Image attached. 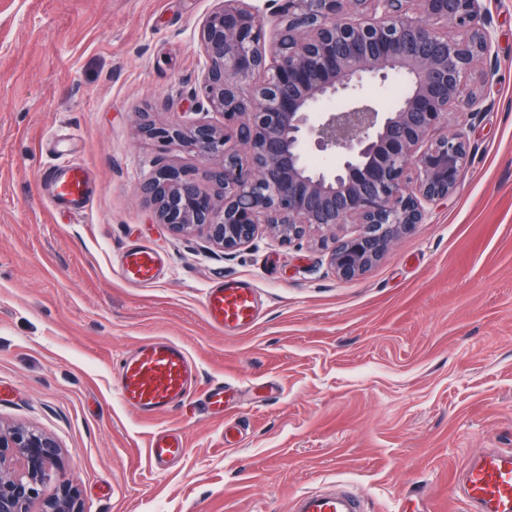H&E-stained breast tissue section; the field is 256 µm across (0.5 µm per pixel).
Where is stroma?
Here are the masks:
<instances>
[{"label": "stroma", "instance_id": "35a3bbf8", "mask_svg": "<svg viewBox=\"0 0 512 512\" xmlns=\"http://www.w3.org/2000/svg\"><path fill=\"white\" fill-rule=\"evenodd\" d=\"M214 0H0V418L52 433L84 512H290L337 481L368 512H395L430 481L438 512L472 456L512 448V0H485L493 41L469 161L448 201L364 275L343 280L308 240L262 233L227 253L173 236L142 199L159 164L204 177L178 145L143 138L201 108L202 22ZM85 165L76 217L40 189L57 151ZM166 267L150 287L118 273L123 247ZM255 288L245 332L204 311L217 279ZM164 336L227 385L223 414L177 406L154 418L120 400L113 356ZM236 427L234 445L224 430ZM183 433L163 470L152 433Z\"/></svg>", "mask_w": 512, "mask_h": 512}]
</instances>
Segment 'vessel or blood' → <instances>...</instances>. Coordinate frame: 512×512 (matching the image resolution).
Masks as SVG:
<instances>
[{
  "instance_id": "vessel-or-blood-1",
  "label": "vessel or blood",
  "mask_w": 512,
  "mask_h": 512,
  "mask_svg": "<svg viewBox=\"0 0 512 512\" xmlns=\"http://www.w3.org/2000/svg\"><path fill=\"white\" fill-rule=\"evenodd\" d=\"M46 183L50 204L66 205L80 212L88 207L87 178L82 168L66 155L53 159ZM163 267V257L153 249L130 246L121 255L119 274L130 286L148 287L156 283ZM204 310L212 324L243 332L258 318L257 294L244 283L219 281L209 287ZM114 370L121 400L144 416H157L194 396L207 413L216 415L224 411L223 380L211 381L203 395H196L193 385L198 367L184 347L171 339L160 337L140 342L116 359ZM186 452L185 439L178 431L163 430L150 438L149 454L156 466L180 459ZM448 497L464 502V512H512V450L491 448L470 458L457 472ZM292 512L365 510L360 496L338 485L298 494ZM396 512H435L430 486L424 483L402 493Z\"/></svg>"
}]
</instances>
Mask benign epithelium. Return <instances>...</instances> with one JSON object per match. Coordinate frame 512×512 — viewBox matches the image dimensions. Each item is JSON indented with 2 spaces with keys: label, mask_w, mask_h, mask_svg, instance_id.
I'll list each match as a JSON object with an SVG mask.
<instances>
[{
  "label": "benign epithelium",
  "mask_w": 512,
  "mask_h": 512,
  "mask_svg": "<svg viewBox=\"0 0 512 512\" xmlns=\"http://www.w3.org/2000/svg\"><path fill=\"white\" fill-rule=\"evenodd\" d=\"M273 31L248 0H216L199 33L205 58L198 97L221 126L184 115L138 131L179 143L210 162L213 189L187 169L160 165L142 192L175 235L199 230L226 252L262 225L285 245L308 233L332 240L329 263L344 279L363 275L426 206L455 191L468 135L450 111L487 64L492 36L483 0H274ZM401 77L391 109L368 82ZM336 157L311 166L306 148ZM358 232L330 238L336 228ZM61 445L34 427L0 421V512H82L76 487L51 466ZM57 494L41 497L50 478Z\"/></svg>",
  "instance_id": "obj_1"
}]
</instances>
